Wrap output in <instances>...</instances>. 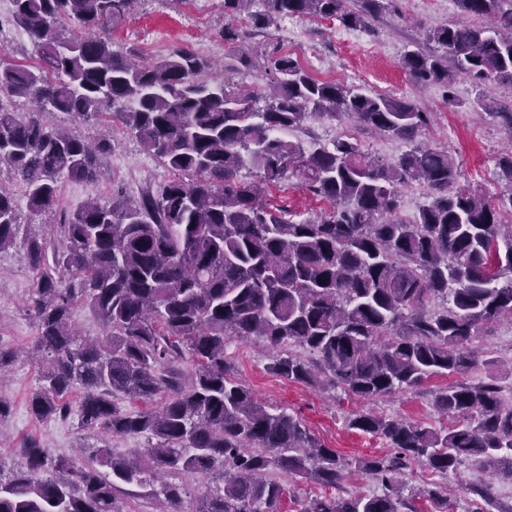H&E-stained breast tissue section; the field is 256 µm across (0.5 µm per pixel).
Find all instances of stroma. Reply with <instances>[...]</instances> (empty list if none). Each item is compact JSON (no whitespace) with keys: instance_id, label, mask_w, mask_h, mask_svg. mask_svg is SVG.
Segmentation results:
<instances>
[{"instance_id":"stroma-1","label":"stroma","mask_w":512,"mask_h":512,"mask_svg":"<svg viewBox=\"0 0 512 512\" xmlns=\"http://www.w3.org/2000/svg\"><path fill=\"white\" fill-rule=\"evenodd\" d=\"M398 13L383 15L373 24L372 32L357 31L356 41H348L346 29L336 21L310 16L278 20L255 35L247 47L253 54L289 53L314 78L354 86L368 94L405 96L432 114L425 133L426 143L447 150L464 172L466 181L480 189L488 199L504 191L496 162L507 146L503 128L495 115L472 109L477 92H485L498 112L512 110V87L488 84L476 89L470 79L456 74L452 90L438 84L415 85L401 67V59L415 44L424 43L427 27L445 24L459 17L456 0H397ZM223 0H134L130 11L112 30L114 49L132 53L140 60L156 62L176 47H186L215 62L211 78L233 76L235 82L252 88L257 74L253 71L228 73V48L224 44ZM0 59L32 67L38 55L25 32L12 21L11 0H0ZM453 100H446V93ZM71 130L81 135L110 141L105 178L92 187L62 180L59 209L73 211L88 197L98 195L108 200L112 194L136 198L147 187L167 181L169 171L153 156L144 152L138 141L124 127L108 120L70 122ZM348 133L359 139L376 157L390 160L409 150L407 142L378 136L355 126L349 119L332 121L313 116L291 131V138L308 148ZM11 190L18 205L22 225L16 243L0 251V347L15 351L16 359L5 376L0 377V399L11 406L0 420V468L11 471L23 444L39 440L54 453L68 455L74 448L94 443V436L81 431L76 419H36L28 410V400L37 386L38 368L27 354L36 337V328L25 311L37 273L29 264L25 242L28 237L45 239L55 245L56 211L34 212L20 185ZM265 202L288 207L294 220L320 215L328 203L303 191L296 180L282 187L265 190ZM472 349L487 360L512 356V316L501 317L473 338ZM228 354L237 361V377L270 409H284L297 414L328 447L348 458L387 453L382 439L350 429L347 420L360 411L400 416L409 421L425 422L434 427L449 425L431 405V390L449 384L446 376L428 380L416 391L398 393L366 401L340 390L323 391L290 382L267 372V354L250 339L232 341Z\"/></svg>"}]
</instances>
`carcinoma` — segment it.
<instances>
[{
    "label": "carcinoma",
    "instance_id": "cac0c4a2",
    "mask_svg": "<svg viewBox=\"0 0 512 512\" xmlns=\"http://www.w3.org/2000/svg\"><path fill=\"white\" fill-rule=\"evenodd\" d=\"M14 21L36 47L34 69L0 63V93L35 112L0 108V174L21 185L34 212L56 208L64 177L92 186L104 177L106 140L50 128L40 115L108 117L134 134L172 177L137 199L91 196L58 215L53 263L39 238L26 240L38 278L25 306L41 371L29 410L38 419L74 417L92 434L144 437L137 458L106 440L80 458L38 441L0 477V512H121L119 484L176 512L184 484L206 480L196 512H279L285 486L273 475L312 479L326 492L299 512H416L404 495L413 465L447 479L466 460L512 477V404L494 374L433 392L432 406L457 424L433 428L360 412L350 428L389 443V454L355 461L327 447L296 414L271 412L236 377L227 353L236 338L268 352L267 371L311 387L375 400L435 376L478 367L470 348L490 323L512 315V148L498 159L508 191L491 204L448 156L414 146L385 162L341 135L312 150L278 135L313 115L413 143L429 113L407 98L367 94L312 78L289 54L261 65L267 85L245 89L206 77L211 64L172 49L156 63L112 48V25L134 0H12ZM224 0V44L252 66L246 38L278 19L314 16L368 31L395 0ZM463 19L431 26L401 66L417 85L440 84L453 101L457 70L477 85H512V0H456ZM487 18L483 25L479 19ZM252 169L257 180L239 177ZM295 178L330 204L293 221L263 202L266 187ZM429 190L415 220L396 217L399 188ZM20 231L14 195L0 183V252ZM96 314L103 334L80 335L74 305ZM83 389L79 400L74 390ZM157 408L131 410L121 399ZM357 467L378 490L334 493ZM486 502L491 485L459 482ZM448 488L421 496L448 508Z\"/></svg>",
    "mask_w": 512,
    "mask_h": 512
}]
</instances>
